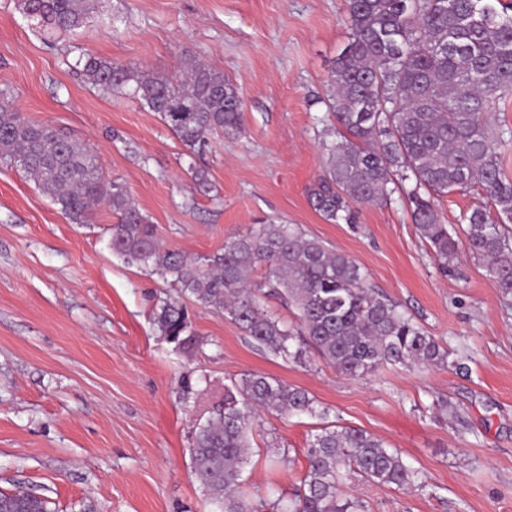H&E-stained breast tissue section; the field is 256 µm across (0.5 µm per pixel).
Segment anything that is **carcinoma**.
I'll return each instance as SVG.
<instances>
[{"mask_svg": "<svg viewBox=\"0 0 512 512\" xmlns=\"http://www.w3.org/2000/svg\"><path fill=\"white\" fill-rule=\"evenodd\" d=\"M20 6L49 42L82 27L89 15L87 0H20ZM346 15L351 41L330 74L336 138L323 143L324 173L308 188L309 204L330 223L353 224L357 206L386 204L399 191L441 270L463 251L511 298L512 227L479 205L463 215L460 240L440 222L434 197L476 189L512 220V180L499 153L512 132L489 122L499 95L512 93V0H346ZM76 65L91 86L157 113L192 154L204 151L212 134L242 132L238 89L223 71L195 58L183 61L177 82L90 53L80 54ZM0 161L32 176L76 224L106 204L117 217L113 253L226 314L276 357L299 362L306 342L354 379L385 365L465 369L397 302L372 288L355 261L289 224H259L195 258L164 247L126 187L104 183L90 147L25 118L6 92H0ZM272 298L296 309L297 326L264 308ZM154 321L185 353L206 345L176 300L162 302ZM263 412L324 420L307 449V471L287 501L281 495L254 499L243 489L241 474ZM327 416L306 391L266 374L243 373L224 387L188 431L192 471L210 512H368L364 500L341 494L350 474L397 489L426 487L397 451ZM48 504L33 492H0V512H50Z\"/></svg>", "mask_w": 512, "mask_h": 512, "instance_id": "obj_1", "label": "carcinoma"}]
</instances>
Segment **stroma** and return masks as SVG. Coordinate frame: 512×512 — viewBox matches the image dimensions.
<instances>
[{
    "mask_svg": "<svg viewBox=\"0 0 512 512\" xmlns=\"http://www.w3.org/2000/svg\"><path fill=\"white\" fill-rule=\"evenodd\" d=\"M350 38L344 0H92L86 25L50 45L18 0H0V90L26 118L91 147L166 246L197 256L255 224L296 225L358 263L469 367L387 366L350 379L311 352L299 363L275 357L193 302L206 345L186 356L152 321L176 288L113 253L107 205L72 223L26 173L0 162V492L25 488L51 512H207L189 417L231 379L261 372L307 391L330 420L374 435L420 472L422 491L348 477L344 493L371 512H512V305L466 255L442 273L400 198L360 206L355 224L329 223L308 202L331 127L330 70ZM82 52L174 79L182 58L197 56L236 84L243 130L187 156L157 113L88 85L74 67ZM185 376L208 385L192 406L180 398ZM319 425L264 415L247 487L291 492Z\"/></svg>",
    "mask_w": 512,
    "mask_h": 512,
    "instance_id": "stroma-1",
    "label": "stroma"
}]
</instances>
